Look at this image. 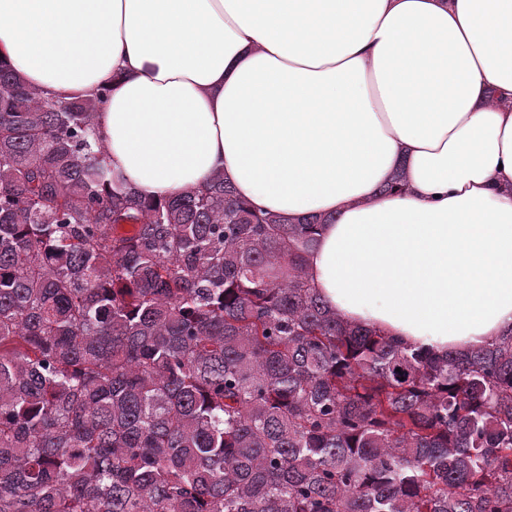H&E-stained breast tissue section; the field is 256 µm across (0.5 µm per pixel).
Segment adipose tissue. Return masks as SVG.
<instances>
[{"instance_id": "obj_1", "label": "adipose tissue", "mask_w": 512, "mask_h": 512, "mask_svg": "<svg viewBox=\"0 0 512 512\" xmlns=\"http://www.w3.org/2000/svg\"><path fill=\"white\" fill-rule=\"evenodd\" d=\"M0 63L108 87L95 136L142 195L220 173L334 215L307 269L345 319L439 354L512 333V0H0Z\"/></svg>"}]
</instances>
